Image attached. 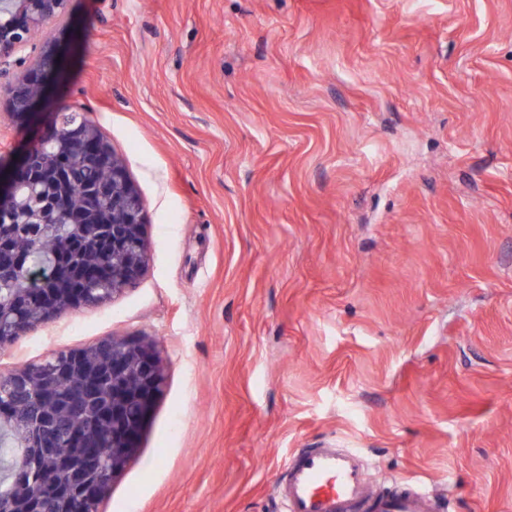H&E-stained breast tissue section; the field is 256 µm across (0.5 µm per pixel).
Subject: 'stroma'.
Returning a JSON list of instances; mask_svg holds the SVG:
<instances>
[{"instance_id":"35a3bbf8","label":"stroma","mask_w":512,"mask_h":512,"mask_svg":"<svg viewBox=\"0 0 512 512\" xmlns=\"http://www.w3.org/2000/svg\"><path fill=\"white\" fill-rule=\"evenodd\" d=\"M50 46L67 76L18 122ZM59 106L122 161L148 263L0 375L154 343L99 512H285L282 464L329 444L512 512V0H70L0 69V160ZM57 60V55L49 47L42 54L36 74L12 92L7 103L8 112H11L21 123L34 112L44 89V75L49 74Z\"/></svg>"}]
</instances>
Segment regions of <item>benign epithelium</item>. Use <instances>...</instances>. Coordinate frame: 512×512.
<instances>
[{"label":"benign epithelium","instance_id":"1","mask_svg":"<svg viewBox=\"0 0 512 512\" xmlns=\"http://www.w3.org/2000/svg\"><path fill=\"white\" fill-rule=\"evenodd\" d=\"M65 8L66 0H0V66L27 43L31 30L60 20ZM56 60L53 50L46 49L36 74L12 92L7 107L18 121L33 114L43 93L44 75L53 70ZM65 112V108L56 111L35 142L7 169H0V201L8 202L25 223L38 224L47 231L58 223V203L30 210L25 198L27 193L44 191L43 169L53 167L60 180L77 182L83 179L84 171L73 166L70 157L78 156L89 165L105 163L112 168V223L86 219L74 225L73 233L86 243L112 241V268L104 272L89 263L68 279L47 285L42 266L15 251L8 237L0 235V269L14 272L17 285L9 300L0 301L1 348L12 344L19 321L44 326L57 309L71 305L76 284L89 276L102 275L112 280L115 295L136 282L147 263L143 202L121 161L96 127L82 122L73 124L54 152L42 151L41 145L50 142ZM59 380L80 384L96 380L101 392L109 395V403L98 410V418L101 424L112 426V471L116 472L136 448L147 423L159 394L160 369L150 345L112 337L68 352L51 377L34 367L21 374L0 375L1 388L23 383L34 400L53 405L51 411H39L27 421V437L14 428L18 405H0V434L14 436L21 444L16 453L0 456V485H7L0 494V505L7 504L5 512H43L47 501L52 502L55 512H74L76 501L100 498L108 487L102 458L85 453L79 446L73 449L79 457L76 462L57 448L58 435L67 432L74 439L82 433L81 427L61 420L67 405L55 402Z\"/></svg>","mask_w":512,"mask_h":512}]
</instances>
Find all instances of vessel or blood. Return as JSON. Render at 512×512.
Here are the masks:
<instances>
[{
	"mask_svg": "<svg viewBox=\"0 0 512 512\" xmlns=\"http://www.w3.org/2000/svg\"><path fill=\"white\" fill-rule=\"evenodd\" d=\"M287 512H443L445 500L404 484L378 491L360 454L349 448H301L284 463Z\"/></svg>",
	"mask_w": 512,
	"mask_h": 512,
	"instance_id": "vessel-or-blood-1",
	"label": "vessel or blood"
}]
</instances>
